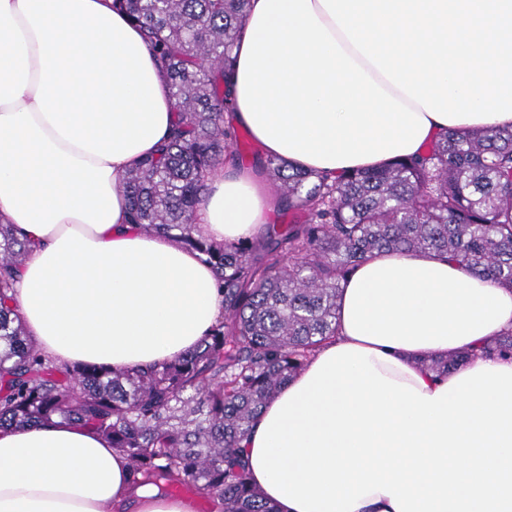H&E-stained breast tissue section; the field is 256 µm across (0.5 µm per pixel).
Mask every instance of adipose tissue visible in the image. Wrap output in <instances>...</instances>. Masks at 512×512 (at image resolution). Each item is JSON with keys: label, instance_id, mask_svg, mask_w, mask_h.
<instances>
[{"label": "adipose tissue", "instance_id": "ef3b65f1", "mask_svg": "<svg viewBox=\"0 0 512 512\" xmlns=\"http://www.w3.org/2000/svg\"><path fill=\"white\" fill-rule=\"evenodd\" d=\"M235 126L265 155L336 175L421 153L448 129L512 127V0H250ZM169 80L112 0H0V222L32 248L13 308L68 365L146 367L219 319L215 273L128 221L119 179L174 123ZM284 203L223 166L196 210L215 241L262 235ZM338 332L244 442L278 512H512V359L437 378L424 358L512 328V289L434 254L381 255L345 281ZM0 512H194L136 483L93 430L0 429Z\"/></svg>", "mask_w": 512, "mask_h": 512}]
</instances>
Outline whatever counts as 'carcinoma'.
Wrapping results in <instances>:
<instances>
[{
    "label": "carcinoma",
    "mask_w": 512,
    "mask_h": 512,
    "mask_svg": "<svg viewBox=\"0 0 512 512\" xmlns=\"http://www.w3.org/2000/svg\"><path fill=\"white\" fill-rule=\"evenodd\" d=\"M170 79L175 120L156 156L126 172L130 223L178 239L211 265L224 313L170 362L114 372L41 355L11 307L28 245L0 224V428L53 417L110 438L143 484L191 489L208 512H275L250 484L242 443L262 408L336 336L342 284L380 254L435 252L512 289V128L450 129L423 156L330 178L267 156L285 209L257 243L216 244L193 224L207 181L243 159L224 83L249 0H117ZM512 358V330L430 357L446 375L478 356Z\"/></svg>",
    "instance_id": "obj_1"
}]
</instances>
